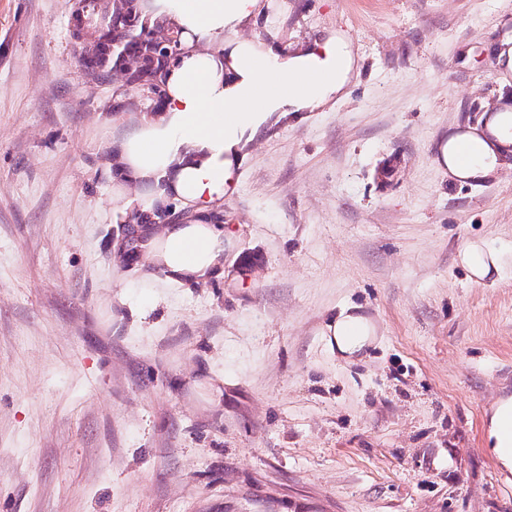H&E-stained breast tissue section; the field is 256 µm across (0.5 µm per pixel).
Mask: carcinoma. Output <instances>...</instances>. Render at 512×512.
Masks as SVG:
<instances>
[{"mask_svg":"<svg viewBox=\"0 0 512 512\" xmlns=\"http://www.w3.org/2000/svg\"><path fill=\"white\" fill-rule=\"evenodd\" d=\"M75 16L78 20L71 30L72 37L88 54L101 50V39L129 47L137 43V53H116L108 58L101 81H112L120 88L139 81L163 95L162 78L169 61L162 43L176 38L172 32L142 15L137 0H78Z\"/></svg>","mask_w":512,"mask_h":512,"instance_id":"cac0c4a2","label":"carcinoma"}]
</instances>
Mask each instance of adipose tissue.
<instances>
[{
	"instance_id": "obj_1",
	"label": "adipose tissue",
	"mask_w": 512,
	"mask_h": 512,
	"mask_svg": "<svg viewBox=\"0 0 512 512\" xmlns=\"http://www.w3.org/2000/svg\"><path fill=\"white\" fill-rule=\"evenodd\" d=\"M259 8L258 0H146L151 21L179 33L181 50L165 73L158 109L129 119L113 135L107 165L114 210L188 211L187 223L149 229L137 254L140 268H155L180 282L203 283L224 253V230L213 217L224 185L247 148L288 114L324 106L349 82L356 61L337 37L315 42L294 56L269 42L241 39L238 31ZM329 74L326 83L301 86L308 65ZM475 142L468 164L456 146ZM449 176L464 182L493 175L512 153V116L489 115L483 128L450 133L439 148ZM343 358H360L376 328L356 308L343 310L328 326ZM488 454L512 470V399L498 403L486 430Z\"/></svg>"
}]
</instances>
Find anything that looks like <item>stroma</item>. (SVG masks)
I'll list each match as a JSON object with an SVG mask.
<instances>
[{
  "label": "stroma",
  "instance_id": "1",
  "mask_svg": "<svg viewBox=\"0 0 512 512\" xmlns=\"http://www.w3.org/2000/svg\"><path fill=\"white\" fill-rule=\"evenodd\" d=\"M74 0H0V512H512L485 450L512 395V157L438 146L512 101V0H259L241 34L346 38L326 106L269 128L225 193L224 264L151 288L103 164L135 91L86 84ZM501 252L475 282L470 241ZM358 306L377 340L343 360ZM358 307H350L335 318L328 326L332 339L328 337L329 346L335 345L339 355L345 359L354 360L360 358L364 349L376 340V328L366 316L357 311ZM360 326L362 333L350 335L351 326Z\"/></svg>",
  "mask_w": 512,
  "mask_h": 512
}]
</instances>
